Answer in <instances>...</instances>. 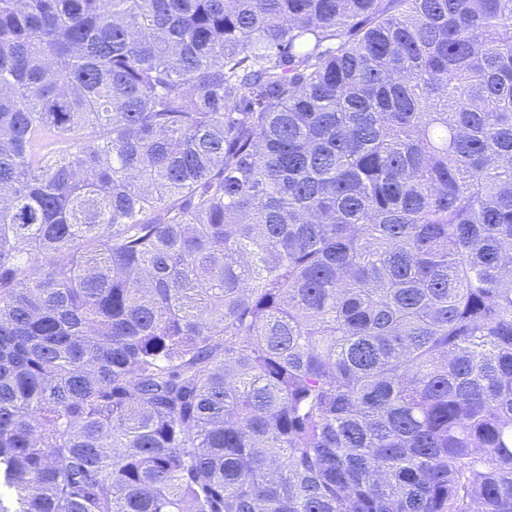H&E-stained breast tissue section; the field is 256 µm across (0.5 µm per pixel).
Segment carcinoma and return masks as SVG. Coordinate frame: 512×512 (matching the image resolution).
Masks as SVG:
<instances>
[{
  "instance_id": "1",
  "label": "carcinoma",
  "mask_w": 512,
  "mask_h": 512,
  "mask_svg": "<svg viewBox=\"0 0 512 512\" xmlns=\"http://www.w3.org/2000/svg\"><path fill=\"white\" fill-rule=\"evenodd\" d=\"M0 512H512V0H0Z\"/></svg>"
}]
</instances>
